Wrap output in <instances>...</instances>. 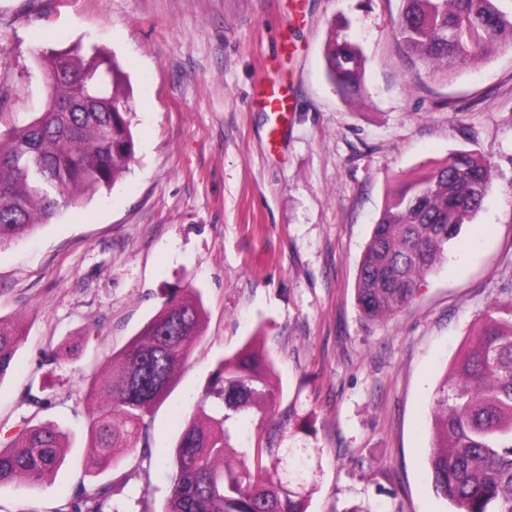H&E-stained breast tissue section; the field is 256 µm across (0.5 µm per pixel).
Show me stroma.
Here are the masks:
<instances>
[{
  "label": "stroma",
  "mask_w": 512,
  "mask_h": 512,
  "mask_svg": "<svg viewBox=\"0 0 512 512\" xmlns=\"http://www.w3.org/2000/svg\"><path fill=\"white\" fill-rule=\"evenodd\" d=\"M401 0H0V131L46 101L37 54L80 42L114 54L133 90L131 171L0 245V316L26 330L0 381V429L68 431L49 479L0 491V512H55L77 482L121 481L120 512H162V458L96 465L90 373L161 308L202 290L201 340L154 411L170 448L216 362L247 339L283 393L234 424V448L274 433L311 456L309 512H449L430 475L436 387L512 280V48L449 77L414 63L396 33ZM365 55L362 91L327 79L331 29ZM286 90L283 116L261 85ZM488 157L493 186L416 298L381 323L355 300L385 200L458 152Z\"/></svg>",
  "instance_id": "obj_1"
}]
</instances>
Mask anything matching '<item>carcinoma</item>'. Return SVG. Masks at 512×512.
Returning <instances> with one entry per match:
<instances>
[{"mask_svg": "<svg viewBox=\"0 0 512 512\" xmlns=\"http://www.w3.org/2000/svg\"><path fill=\"white\" fill-rule=\"evenodd\" d=\"M396 30L410 57L450 75L512 47V0H402ZM329 80L360 89L361 48L333 33L324 50ZM44 112L0 135V244L48 223L57 210L109 190L129 171L135 142L130 89L116 58L96 45L47 50L38 57ZM492 187L488 158L459 152L390 197L363 252L355 299L364 318L385 320L416 296L445 259L448 244L482 209ZM200 289L168 295L161 309L107 361L112 382L92 374L86 431L100 464L117 469L136 448L151 460L152 409L202 338ZM23 332L0 316V382L13 367ZM273 359L245 342L220 359L197 411L169 455L171 486L163 512H307L301 492L310 456L259 435L233 450L232 425L280 394ZM223 414L207 413V400ZM430 468L450 512H512V301L482 320L476 340L435 391ZM65 433L42 423L0 438V488L40 483L64 464ZM112 484L81 482L56 512H105Z\"/></svg>", "mask_w": 512, "mask_h": 512, "instance_id": "obj_1", "label": "carcinoma"}]
</instances>
